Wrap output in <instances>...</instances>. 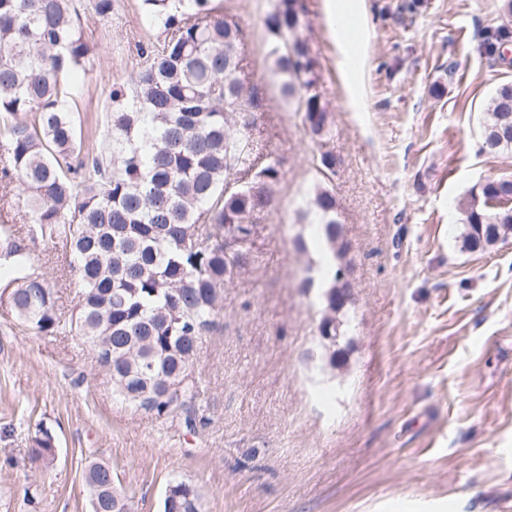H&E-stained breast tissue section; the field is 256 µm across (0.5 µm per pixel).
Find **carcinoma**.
Returning a JSON list of instances; mask_svg holds the SVG:
<instances>
[{
  "label": "carcinoma",
  "instance_id": "carcinoma-1",
  "mask_svg": "<svg viewBox=\"0 0 512 512\" xmlns=\"http://www.w3.org/2000/svg\"><path fill=\"white\" fill-rule=\"evenodd\" d=\"M212 0H143L164 39L139 45L128 83L112 85L108 143L98 151L78 135L71 103L79 87L67 76L91 49L78 0H0V188L41 238L62 242L66 266L81 286L79 310L64 318L52 283L30 269L27 248L6 246L14 286L9 305L45 334L75 332L93 348L112 392L158 417L195 424L199 395L193 364L202 336L215 326L224 281L252 236L250 217L269 204L274 163L227 190L249 156L243 134L259 111L244 93L241 30L214 14ZM299 0H277L265 19L275 43L284 95L309 129L322 134L328 113L316 90L304 43L288 39L299 24ZM480 151L512 149V82L491 97ZM475 186L466 210L465 249L476 251L512 232V205L496 208L504 182ZM314 207L328 243L336 242L335 198L319 191ZM333 275L328 307L339 310L344 287ZM33 453L52 460L56 440L38 430ZM92 512H132L112 468L83 470ZM161 512H201L196 488L175 479Z\"/></svg>",
  "mask_w": 512,
  "mask_h": 512
}]
</instances>
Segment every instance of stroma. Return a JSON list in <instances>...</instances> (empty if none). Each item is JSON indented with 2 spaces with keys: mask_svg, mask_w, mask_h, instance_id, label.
<instances>
[{
  "mask_svg": "<svg viewBox=\"0 0 512 512\" xmlns=\"http://www.w3.org/2000/svg\"><path fill=\"white\" fill-rule=\"evenodd\" d=\"M276 3L212 0L242 31L250 135L280 175L199 343L195 429L118 401L81 337L27 329L0 299V512H91V461L111 466L134 512H160L176 477L202 512H512V236L462 247L471 189L512 177V151L478 144L490 96L512 80V37L491 51L487 36L512 16L503 0H365L367 109L352 112L319 0H300L295 34L329 119L317 135L281 91L265 27ZM80 23L92 52L72 74L76 113L101 148L110 88L158 32L142 0H115L105 18L81 6ZM321 189L336 199L332 244ZM7 238L70 314L61 246L31 237L5 197ZM334 271L346 286L335 313ZM330 314L334 341L320 334ZM41 427L54 460L31 454Z\"/></svg>",
  "mask_w": 512,
  "mask_h": 512,
  "instance_id": "35a3bbf8",
  "label": "stroma"
}]
</instances>
